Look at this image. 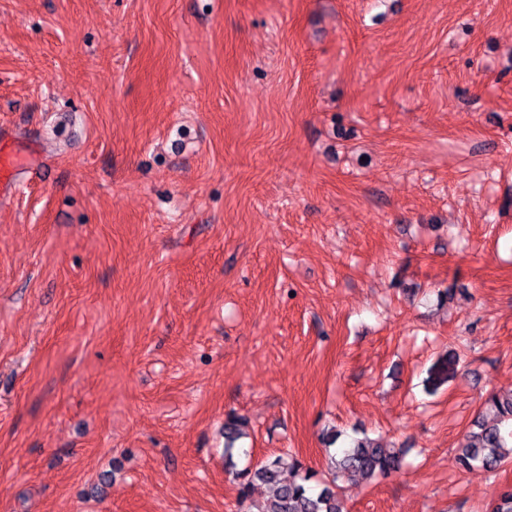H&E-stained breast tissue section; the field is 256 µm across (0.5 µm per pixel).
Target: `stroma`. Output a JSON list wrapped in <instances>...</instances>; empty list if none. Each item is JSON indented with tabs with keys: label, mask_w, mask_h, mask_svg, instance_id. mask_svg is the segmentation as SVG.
<instances>
[{
	"label": "stroma",
	"mask_w": 512,
	"mask_h": 512,
	"mask_svg": "<svg viewBox=\"0 0 512 512\" xmlns=\"http://www.w3.org/2000/svg\"><path fill=\"white\" fill-rule=\"evenodd\" d=\"M0 143L35 161L0 198V512H238L231 413L234 467L405 449L347 512L512 484L454 462L512 390V0H0ZM459 362L460 355L452 349L440 357L429 369V377L427 378L429 392H436L449 380L455 378L458 373ZM245 425V419L235 414H229L224 419V455L228 458H232L235 449L233 444L243 435Z\"/></svg>",
	"instance_id": "1"
}]
</instances>
